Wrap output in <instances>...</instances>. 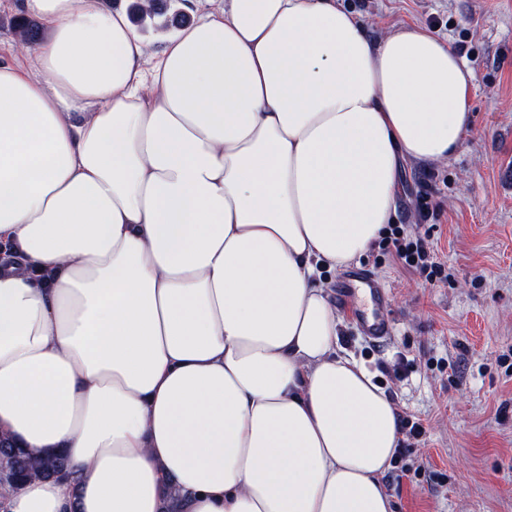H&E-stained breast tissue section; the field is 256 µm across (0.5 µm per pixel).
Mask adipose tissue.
Segmentation results:
<instances>
[{
    "mask_svg": "<svg viewBox=\"0 0 512 512\" xmlns=\"http://www.w3.org/2000/svg\"><path fill=\"white\" fill-rule=\"evenodd\" d=\"M0 57V437L65 454L0 512H393L398 415L322 274L448 160L473 75L341 0H221L160 49L107 0H17ZM10 0H0V43L1 49L6 47L8 43L18 42L20 40H32L38 34V29L34 24L24 19H18L15 22V30L13 22L20 16L11 9ZM19 36H18V34Z\"/></svg>",
    "mask_w": 512,
    "mask_h": 512,
    "instance_id": "adipose-tissue-1",
    "label": "adipose tissue"
}]
</instances>
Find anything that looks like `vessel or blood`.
<instances>
[{"label":"vessel or blood","instance_id":"b4317fda","mask_svg":"<svg viewBox=\"0 0 512 512\" xmlns=\"http://www.w3.org/2000/svg\"><path fill=\"white\" fill-rule=\"evenodd\" d=\"M343 294L354 306L355 325L364 338L380 343L392 336L391 291L370 270L360 268L351 271Z\"/></svg>","mask_w":512,"mask_h":512}]
</instances>
